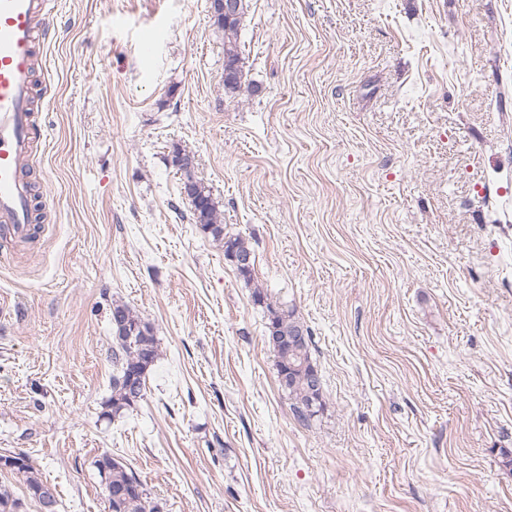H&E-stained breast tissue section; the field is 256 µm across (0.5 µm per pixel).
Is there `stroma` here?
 I'll use <instances>...</instances> for the list:
<instances>
[{
    "label": "stroma",
    "mask_w": 512,
    "mask_h": 512,
    "mask_svg": "<svg viewBox=\"0 0 512 512\" xmlns=\"http://www.w3.org/2000/svg\"><path fill=\"white\" fill-rule=\"evenodd\" d=\"M224 90L208 0H62L35 80L34 239L0 232V453L57 512H512V0H243ZM252 249L204 237L168 158ZM313 335L299 423L252 290ZM160 358L110 419L113 301ZM194 156L180 145H173L171 151V164L178 171H183L188 181H192V188L187 191V198L191 205L192 220L199 232L205 237H211L224 247L225 258L236 254L234 262L243 265L248 262L240 256H250L249 266L235 265L236 271L246 282L254 281L255 258L245 240L240 236H227L224 234V217L221 214L217 203L212 198L208 187L201 181L193 180L191 169L193 168ZM240 257V258H239ZM94 464L105 481L110 512H158L143 483L126 463L103 454Z\"/></svg>",
    "instance_id": "stroma-1"
}]
</instances>
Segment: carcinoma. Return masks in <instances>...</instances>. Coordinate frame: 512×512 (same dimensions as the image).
<instances>
[{"instance_id":"cac0c4a2","label":"carcinoma","mask_w":512,"mask_h":512,"mask_svg":"<svg viewBox=\"0 0 512 512\" xmlns=\"http://www.w3.org/2000/svg\"><path fill=\"white\" fill-rule=\"evenodd\" d=\"M240 18L218 23L224 31V90L241 89L243 69L241 48L238 41ZM194 156L179 145H173L171 164L192 182L187 192L192 220L199 232L219 242L224 247L225 258L232 255L250 257L247 266L236 271L243 280L251 282L255 276V258L245 240L240 236L224 234V217L212 198L208 187L193 180L191 169ZM254 304L265 313L267 343L276 358L278 382L287 394L294 418L305 426L311 424L324 410L322 376L312 358V334L297 316L295 309L271 301L260 287L252 294ZM112 394L105 402L106 416H120L134 409L145 397L147 377L159 358V342L150 323L143 320L128 304L112 303ZM95 466L105 481V492L112 512H158L148 497L143 483L123 461L103 454ZM11 474L22 483L24 497L17 496L10 486L0 483V512H21L23 499L42 505L45 496L55 491L44 481L24 452L11 458L0 454V473Z\"/></svg>"}]
</instances>
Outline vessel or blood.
<instances>
[{
	"instance_id": "obj_1",
	"label": "vessel or blood",
	"mask_w": 512,
	"mask_h": 512,
	"mask_svg": "<svg viewBox=\"0 0 512 512\" xmlns=\"http://www.w3.org/2000/svg\"><path fill=\"white\" fill-rule=\"evenodd\" d=\"M57 0H0V225L24 239L33 222L22 167L43 130L32 105L39 38H51Z\"/></svg>"
}]
</instances>
